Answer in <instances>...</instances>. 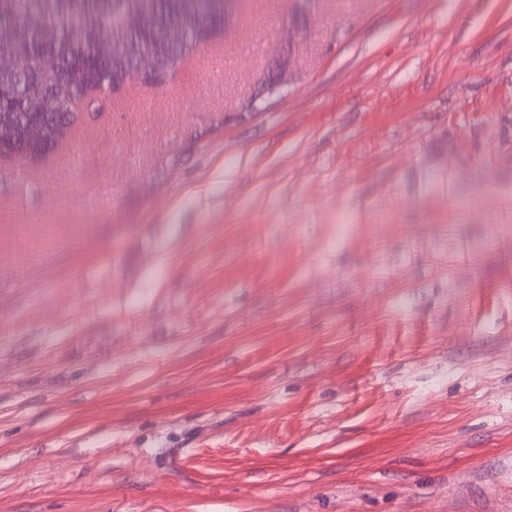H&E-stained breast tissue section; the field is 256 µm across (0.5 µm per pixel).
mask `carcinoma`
I'll list each match as a JSON object with an SVG mask.
<instances>
[{"instance_id": "carcinoma-1", "label": "carcinoma", "mask_w": 512, "mask_h": 512, "mask_svg": "<svg viewBox=\"0 0 512 512\" xmlns=\"http://www.w3.org/2000/svg\"><path fill=\"white\" fill-rule=\"evenodd\" d=\"M148 14L153 25L137 26ZM33 17L41 23L32 27ZM224 17V0H0V49L29 57L41 86L52 93L36 101L37 87L17 77L0 81V114L24 130L61 119L64 107L98 112L100 98L79 101L82 83L112 88L117 69L127 72L140 52H172L182 59L201 46L208 23ZM76 73L82 83L72 80Z\"/></svg>"}]
</instances>
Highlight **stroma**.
Listing matches in <instances>:
<instances>
[{
    "mask_svg": "<svg viewBox=\"0 0 512 512\" xmlns=\"http://www.w3.org/2000/svg\"><path fill=\"white\" fill-rule=\"evenodd\" d=\"M290 8L0 158V512H512V0Z\"/></svg>",
    "mask_w": 512,
    "mask_h": 512,
    "instance_id": "1",
    "label": "stroma"
}]
</instances>
